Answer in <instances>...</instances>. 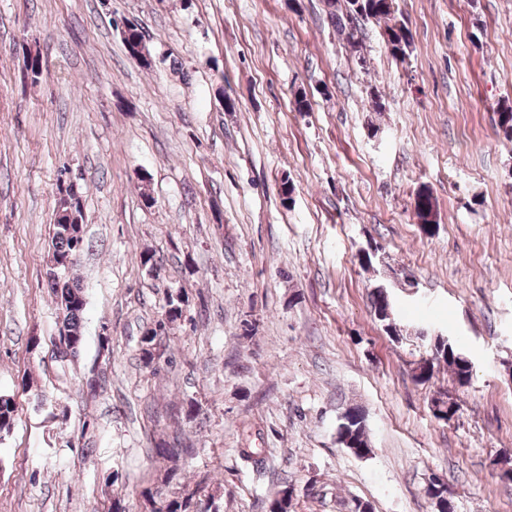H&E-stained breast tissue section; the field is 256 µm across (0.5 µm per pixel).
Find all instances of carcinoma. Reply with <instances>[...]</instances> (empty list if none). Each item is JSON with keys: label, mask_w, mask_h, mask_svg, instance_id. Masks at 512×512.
<instances>
[{"label": "carcinoma", "mask_w": 512, "mask_h": 512, "mask_svg": "<svg viewBox=\"0 0 512 512\" xmlns=\"http://www.w3.org/2000/svg\"><path fill=\"white\" fill-rule=\"evenodd\" d=\"M328 14L335 24L337 33L357 56L358 64L366 66L367 60L364 50L363 22L375 21L383 24L382 36L384 43L393 56H404L409 52L413 43V36L406 23L398 19L395 9V0H325ZM496 132L499 137L512 142V106H505L497 113ZM73 210L72 203L66 199L60 200L58 218L53 223L52 243L54 253L69 254L72 256L71 264H76L82 248L77 246L76 236L81 229L75 223L68 222L69 212ZM414 211L420 220L422 228L430 232L436 223V200L433 193L426 187L420 188L414 196ZM48 286L54 296L58 298L57 306L62 310V323L67 332L76 342H83L82 314L85 300L79 282L68 276L61 280L56 279L54 273L46 272ZM189 297L185 294L169 298L164 318L158 320V328L167 332V325L176 321L183 315V307L188 305ZM371 311L377 320L386 323L387 330L398 334L393 327L394 309L391 296L387 289L376 287L370 295ZM156 332L141 337V355L143 362L151 364L159 347ZM442 362L448 367L453 380L458 385L469 383L472 375L470 359L453 342H436L432 355L419 361L413 377L416 382L424 384L433 375L435 364ZM17 412L13 401L0 402V431L11 427ZM347 437H338L341 445L350 449L357 456H365L370 451L367 437L365 417L362 412L353 408L346 413ZM155 454L172 463L177 462L181 456L191 453L192 448L181 442L160 441L154 448ZM427 495L435 501L438 512H454V507L448 506V490L430 484L426 489ZM144 508L148 512H198V506L193 504L194 494L186 493L179 499L165 500L157 496V492L150 488L142 491Z\"/></svg>", "instance_id": "carcinoma-1"}]
</instances>
